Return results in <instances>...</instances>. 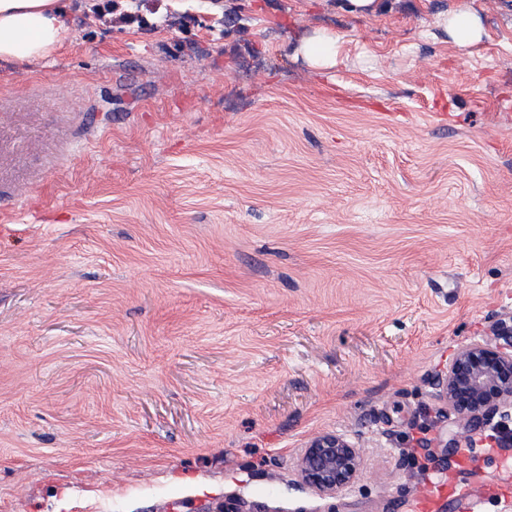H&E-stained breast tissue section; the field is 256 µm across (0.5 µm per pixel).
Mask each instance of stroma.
Segmentation results:
<instances>
[{"mask_svg": "<svg viewBox=\"0 0 512 512\" xmlns=\"http://www.w3.org/2000/svg\"><path fill=\"white\" fill-rule=\"evenodd\" d=\"M100 2L0 59V190L39 182L0 212V512H419L496 473L415 440L512 310V0ZM323 433L365 450L333 497L295 475ZM449 27L461 44H468L477 38L479 26L477 22L467 15H456L449 19ZM303 52L316 66H331L336 60L337 39L330 35H320L306 43Z\"/></svg>", "mask_w": 512, "mask_h": 512, "instance_id": "1", "label": "stroma"}]
</instances>
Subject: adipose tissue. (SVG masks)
Segmentation results:
<instances>
[{
  "label": "adipose tissue",
  "instance_id": "1",
  "mask_svg": "<svg viewBox=\"0 0 512 512\" xmlns=\"http://www.w3.org/2000/svg\"><path fill=\"white\" fill-rule=\"evenodd\" d=\"M69 30L62 0H0V58L50 54Z\"/></svg>",
  "mask_w": 512,
  "mask_h": 512
}]
</instances>
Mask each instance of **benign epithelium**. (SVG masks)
<instances>
[{
    "instance_id": "benign-epithelium-1",
    "label": "benign epithelium",
    "mask_w": 512,
    "mask_h": 512,
    "mask_svg": "<svg viewBox=\"0 0 512 512\" xmlns=\"http://www.w3.org/2000/svg\"><path fill=\"white\" fill-rule=\"evenodd\" d=\"M490 336L461 348L433 378L437 398L454 416L456 429L440 445L448 460L477 450L478 437L496 430L497 447L512 449V311L496 315ZM363 464L362 449L348 437H314L297 461L301 483L321 496H334L353 483Z\"/></svg>"
}]
</instances>
